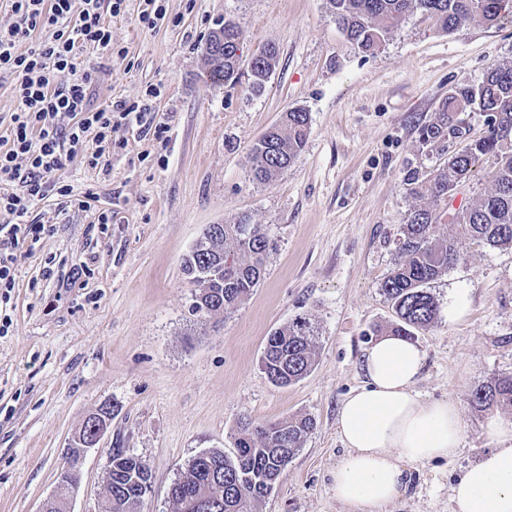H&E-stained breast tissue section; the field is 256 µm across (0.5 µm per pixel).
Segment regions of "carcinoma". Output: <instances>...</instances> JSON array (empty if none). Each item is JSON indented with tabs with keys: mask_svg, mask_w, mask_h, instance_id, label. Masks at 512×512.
Listing matches in <instances>:
<instances>
[{
	"mask_svg": "<svg viewBox=\"0 0 512 512\" xmlns=\"http://www.w3.org/2000/svg\"><path fill=\"white\" fill-rule=\"evenodd\" d=\"M336 23L362 53L378 52L393 29L421 13L445 32L480 20L494 24L512 15V0H328ZM242 32L224 22V43L209 41L205 48L208 79L234 84L241 76L237 55ZM249 65L250 89L264 92L274 72L278 51L267 45ZM493 114L497 125L472 138L435 167L424 179L411 178L412 195L430 200L399 227L396 257L381 290L396 314L394 336L411 339L435 323L439 303L430 285L464 259L472 244L512 247V66L490 68L482 81L448 93L436 121L420 131V142L434 147L459 129L448 124V113L468 109ZM309 133V113L293 108L269 128L253 147L252 178L275 179L303 150ZM495 158L493 192L453 211L458 233H440L439 221L448 213L455 186L467 182L480 159ZM267 226L244 215L231 224L203 232L183 262L195 285L191 312L203 321L240 306L261 281L268 254L274 249ZM315 331L310 320L297 317L266 339L261 369L276 386H290L305 377L316 361ZM472 402L479 408L512 407V374L501 373L478 385ZM316 427L309 415L274 421L239 423L231 456L211 450L193 458L172 484L175 512H258V506ZM152 473L139 457L117 448L112 452L106 490L110 512H131L151 486Z\"/></svg>",
	"mask_w": 512,
	"mask_h": 512,
	"instance_id": "1",
	"label": "carcinoma"
}]
</instances>
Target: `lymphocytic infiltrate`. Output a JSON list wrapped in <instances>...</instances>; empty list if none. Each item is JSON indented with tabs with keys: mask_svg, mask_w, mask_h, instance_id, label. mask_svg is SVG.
Here are the masks:
<instances>
[{
	"mask_svg": "<svg viewBox=\"0 0 512 512\" xmlns=\"http://www.w3.org/2000/svg\"><path fill=\"white\" fill-rule=\"evenodd\" d=\"M14 23L0 29V71L15 78L19 101L9 116L10 136L0 141V211L16 216L13 224L0 226V288L15 286L13 246L38 242L45 225L29 221L32 201L48 195L70 197L72 189L57 176L63 166L62 151L82 154L89 168H97L102 144L110 143L116 119L127 118L134 105L116 101L91 108L90 89L95 68L81 67L76 49L96 45L102 53L112 51V32L106 15H119L124 0H9ZM51 27L53 41L32 42L36 30ZM27 40V53L15 51L17 42ZM28 162L20 174L18 158ZM23 180V193L12 185Z\"/></svg>",
	"mask_w": 512,
	"mask_h": 512,
	"instance_id": "1",
	"label": "lymphocytic infiltrate"
}]
</instances>
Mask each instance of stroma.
Masks as SVG:
<instances>
[{
  "mask_svg": "<svg viewBox=\"0 0 512 512\" xmlns=\"http://www.w3.org/2000/svg\"><path fill=\"white\" fill-rule=\"evenodd\" d=\"M161 4L164 19L148 29L140 0H125L110 20L111 59L90 45L78 57L100 69L93 107H147L162 134L123 120L97 168L67 161L58 176L70 203L34 202L30 216L48 232L13 251L15 286L0 300L12 319L0 335V512H40L84 420L106 407L111 426L83 456L72 512H107L112 449L152 472L135 512H172L169 489L188 461L233 453L242 418L298 414L316 427L259 512H346L331 489L345 453L336 412L364 382L376 329L395 320L380 285L399 225L429 204L406 178L442 160L420 130L449 92L512 64V19L447 33L417 15L366 55L327 0ZM227 20L244 35L243 57L267 44L278 50L262 94L245 77L217 86L206 76L207 39ZM292 108L310 116L301 155L272 182L253 181L254 143ZM103 213L109 223H99ZM240 215L267 225L275 248L241 306L200 321L182 261L206 227ZM431 289L441 311L415 338L427 357L415 388L458 406L464 444L454 459L411 465L407 494L385 512H453L452 485L489 446L490 413L472 391L512 373V248H470ZM461 290L470 308L449 319ZM299 315L317 330V361L277 387L260 369L266 338Z\"/></svg>",
  "mask_w": 512,
  "mask_h": 512,
  "instance_id": "obj_1",
  "label": "stroma"
}]
</instances>
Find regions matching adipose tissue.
Wrapping results in <instances>:
<instances>
[{
  "label": "adipose tissue",
  "instance_id": "adipose-tissue-1",
  "mask_svg": "<svg viewBox=\"0 0 512 512\" xmlns=\"http://www.w3.org/2000/svg\"><path fill=\"white\" fill-rule=\"evenodd\" d=\"M424 364V351L398 336L368 348L365 381L344 397L336 415L346 453L331 472L332 488L350 512H383L407 490V464L458 454V408L423 401L414 388ZM484 434L491 447L453 485L454 512H512V418L490 417Z\"/></svg>",
  "mask_w": 512,
  "mask_h": 512
}]
</instances>
